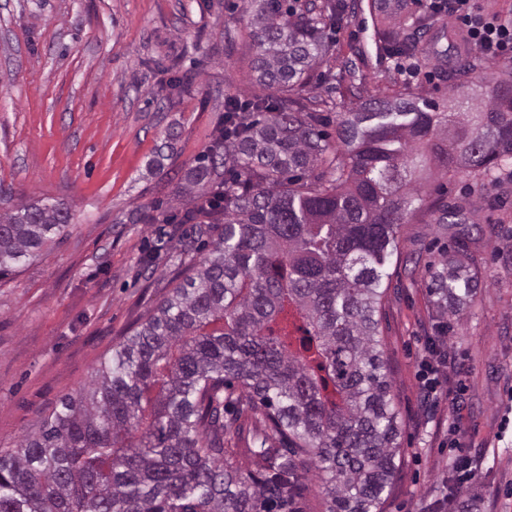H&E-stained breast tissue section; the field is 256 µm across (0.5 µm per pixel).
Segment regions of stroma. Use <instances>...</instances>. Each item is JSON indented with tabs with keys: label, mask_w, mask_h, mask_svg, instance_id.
I'll return each instance as SVG.
<instances>
[{
	"label": "stroma",
	"mask_w": 512,
	"mask_h": 512,
	"mask_svg": "<svg viewBox=\"0 0 512 512\" xmlns=\"http://www.w3.org/2000/svg\"><path fill=\"white\" fill-rule=\"evenodd\" d=\"M239 0H0V212L33 199L67 203L65 238L0 277V448L37 430L59 399L82 391L112 347L168 295L182 270L177 239L159 219L184 214L193 198L180 182L211 144L226 95L252 99L255 50ZM371 0L328 30L327 62L353 64L354 80L312 85L328 120L353 85L375 94L397 71L380 60ZM189 79L180 98L164 84ZM177 138L162 170L156 149ZM501 207H477L479 231L462 253L483 285L453 320L454 359L435 399L418 379L440 313L428 271L448 240L428 217L405 225L382 304V339L401 415L402 455L381 512H425L445 497L451 470L448 425L458 423L484 458L465 494L476 512H512V435L500 426L512 406V284L495 282L512 253V168L497 173ZM430 197L479 195L480 179L433 170ZM156 255L144 266V252Z\"/></svg>",
	"instance_id": "obj_1"
}]
</instances>
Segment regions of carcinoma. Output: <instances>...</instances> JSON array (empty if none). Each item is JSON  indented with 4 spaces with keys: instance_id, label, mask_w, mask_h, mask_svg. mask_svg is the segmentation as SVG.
Listing matches in <instances>:
<instances>
[{
    "instance_id": "carcinoma-1",
    "label": "carcinoma",
    "mask_w": 512,
    "mask_h": 512,
    "mask_svg": "<svg viewBox=\"0 0 512 512\" xmlns=\"http://www.w3.org/2000/svg\"><path fill=\"white\" fill-rule=\"evenodd\" d=\"M257 93L224 99L211 146L185 174L202 203L188 265L153 314L112 348L88 389L0 453V512H291L315 471L326 512H380L401 450V416L379 312L403 227L421 211L458 243L471 202L427 201L431 169L492 175L512 160V70L438 100L402 82L358 97L334 133L297 96L330 52L346 0H241ZM433 39L393 55L448 73L443 15ZM61 201L0 214V274L41 255L71 223ZM222 225L213 241L210 225ZM482 280L461 259L429 272L442 315ZM248 454L257 470L244 471Z\"/></svg>"
}]
</instances>
